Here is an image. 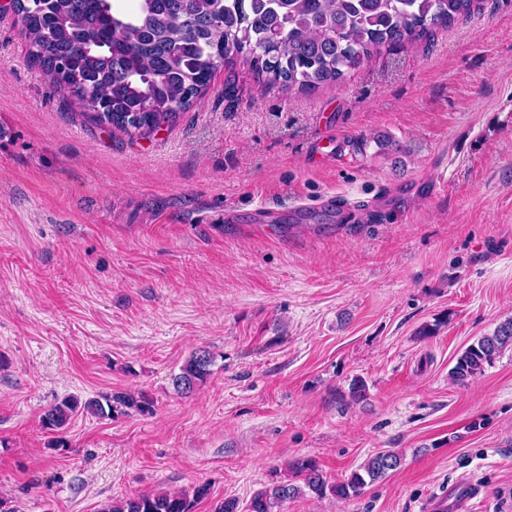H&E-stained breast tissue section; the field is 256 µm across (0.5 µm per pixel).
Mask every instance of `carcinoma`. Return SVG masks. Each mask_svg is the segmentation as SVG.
I'll return each mask as SVG.
<instances>
[{
    "instance_id": "1",
    "label": "carcinoma",
    "mask_w": 512,
    "mask_h": 512,
    "mask_svg": "<svg viewBox=\"0 0 512 512\" xmlns=\"http://www.w3.org/2000/svg\"><path fill=\"white\" fill-rule=\"evenodd\" d=\"M474 0H14L12 12L44 78L70 95L95 124L130 137L148 136L190 110L209 89L218 59H242L264 87L311 92L343 80L384 44L427 36L471 12ZM512 346V319L458 355L449 371L463 385ZM213 360L192 353L171 378L189 395L206 383ZM152 401L126 391L84 402L67 396L42 416L60 431L77 414L151 411ZM401 464V455L370 457L345 481L328 484L311 459L293 462L303 485L282 482L255 493L245 510L226 498L213 512H280L305 492L348 500ZM188 493H143L102 512H191Z\"/></svg>"
}]
</instances>
